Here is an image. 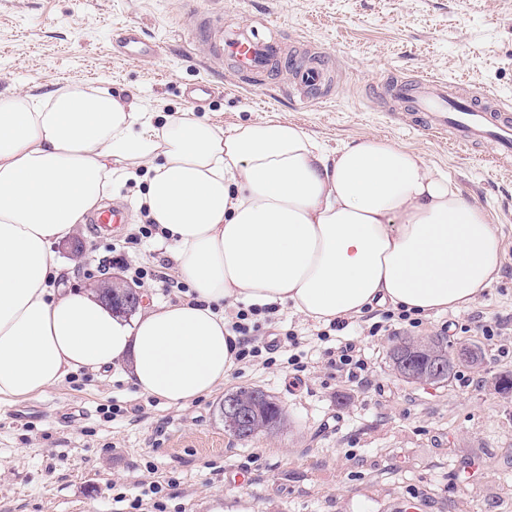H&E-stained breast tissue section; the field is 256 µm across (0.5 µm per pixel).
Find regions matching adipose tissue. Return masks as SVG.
<instances>
[{
  "instance_id": "obj_1",
  "label": "adipose tissue",
  "mask_w": 512,
  "mask_h": 512,
  "mask_svg": "<svg viewBox=\"0 0 512 512\" xmlns=\"http://www.w3.org/2000/svg\"><path fill=\"white\" fill-rule=\"evenodd\" d=\"M192 291L113 315L61 278L55 245L129 179ZM501 235L422 153L362 136L324 148L281 119L224 133L93 85L0 96V401L125 366L182 408L223 387L222 306L279 303L328 324L377 308L465 309L499 279Z\"/></svg>"
}]
</instances>
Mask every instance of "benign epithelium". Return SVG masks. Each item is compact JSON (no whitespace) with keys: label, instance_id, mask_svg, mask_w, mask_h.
<instances>
[{"label":"benign epithelium","instance_id":"benign-epithelium-1","mask_svg":"<svg viewBox=\"0 0 512 512\" xmlns=\"http://www.w3.org/2000/svg\"><path fill=\"white\" fill-rule=\"evenodd\" d=\"M101 300L112 309L130 314L143 303L141 292L119 276H109L94 286ZM476 348L470 344L456 347L447 352L437 338L403 339L390 348V357L397 376L414 383L436 384L448 376L452 364L460 361L470 363L474 369L481 370L483 361L475 354ZM265 398L261 389L248 387L224 395L221 405L225 421L234 426L237 433L256 437L263 427L254 422L250 403Z\"/></svg>","mask_w":512,"mask_h":512}]
</instances>
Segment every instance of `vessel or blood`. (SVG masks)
<instances>
[{
	"mask_svg": "<svg viewBox=\"0 0 512 512\" xmlns=\"http://www.w3.org/2000/svg\"><path fill=\"white\" fill-rule=\"evenodd\" d=\"M200 43L209 59L230 58L238 74L250 77L276 69L282 62L283 48L278 39L261 36L259 28L246 24L225 31L224 15L215 11L203 18ZM118 51L137 60L157 55L159 47L147 40L139 27L127 26L119 33ZM304 98L320 93L327 81L323 63L296 69ZM395 95L410 100L420 117L419 127L431 134L451 133L455 142L473 144L482 140L494 143L499 154H512V113L494 108L497 96L485 93L469 96L458 83L429 78L413 83H394Z\"/></svg>",
	"mask_w": 512,
	"mask_h": 512,
	"instance_id": "vessel-or-blood-1",
	"label": "vessel or blood"
}]
</instances>
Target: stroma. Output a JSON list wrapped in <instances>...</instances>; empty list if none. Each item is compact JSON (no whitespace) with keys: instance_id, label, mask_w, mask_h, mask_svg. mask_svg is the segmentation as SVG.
<instances>
[{"instance_id":"1","label":"stroma","mask_w":512,"mask_h":512,"mask_svg":"<svg viewBox=\"0 0 512 512\" xmlns=\"http://www.w3.org/2000/svg\"><path fill=\"white\" fill-rule=\"evenodd\" d=\"M223 10L228 24L265 18L299 60H327L331 81L315 99L292 93V67L242 82L232 60L204 63L194 47L201 16ZM135 25L159 44L156 57L129 60L112 49L115 30ZM430 75L463 91L494 89L512 107V0H0V94H47L100 82L151 102L166 115L191 112L228 131L279 117L327 149L371 135L420 152L479 206L502 236L501 278L470 309L422 317L371 333L374 311L318 340L321 324L280 308L262 339L302 340V370L275 351L238 364L222 392L184 408L135 393L121 374L80 371L46 393L0 403V512H115V496L139 497L159 482L164 512H512V400L492 378L512 372V158L491 144L462 147L416 130L388 87ZM208 81L207 101L186 86ZM145 183L112 198L128 220L113 234L82 225V261L56 256L65 279L87 285L132 268L155 301L171 264L160 235L129 242L145 222L134 206ZM499 323L486 336L484 325ZM434 336L482 347L485 368H457L434 386L397 377L388 353L400 337ZM353 340L364 370L332 364ZM258 386L276 397L284 426L248 442L224 430L225 393ZM120 406L111 415V406Z\"/></svg>"}]
</instances>
